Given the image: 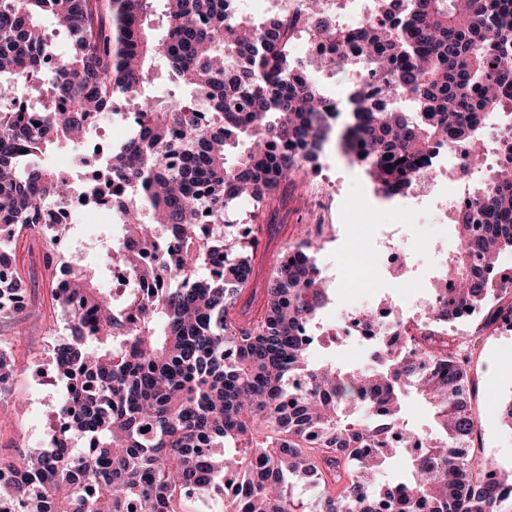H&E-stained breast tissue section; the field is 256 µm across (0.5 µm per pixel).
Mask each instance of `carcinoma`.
Segmentation results:
<instances>
[{"label": "carcinoma", "instance_id": "cac0c4a2", "mask_svg": "<svg viewBox=\"0 0 512 512\" xmlns=\"http://www.w3.org/2000/svg\"><path fill=\"white\" fill-rule=\"evenodd\" d=\"M374 11L341 26L325 0L263 18L230 0H0V225L38 237L51 281L68 270L53 300L69 338L51 365L73 386L55 413L66 434L0 459V512H197L215 492L222 512H500L512 498V483L485 479L492 460L465 452L477 434L468 365L445 339L461 307L484 329L512 322V276L494 262L512 252V130L463 192L453 288L435 289L428 335L389 337L370 367L309 362L301 329L330 301L311 241L289 247L298 257L283 256L260 292L258 239L225 220L241 199L258 218L333 138L387 198L435 174L449 145L482 164L479 123L512 115V0H376ZM305 33L336 57L297 56ZM50 35L67 49L43 53ZM349 47L372 79L353 76V123L337 132L341 112L311 73L343 68ZM158 83L168 98L153 95ZM34 90L41 112L22 109ZM130 98V137L103 166L84 158L102 167L94 196L118 209L128 239L100 245L103 266L140 281L114 295L44 223L70 186L41 157ZM13 244L0 239V315H34ZM13 370L0 342L1 404ZM409 394L432 428L404 419ZM393 462L401 478L379 482ZM306 488L318 490L312 507Z\"/></svg>", "mask_w": 512, "mask_h": 512}]
</instances>
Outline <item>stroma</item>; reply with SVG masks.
I'll return each instance as SVG.
<instances>
[{"mask_svg":"<svg viewBox=\"0 0 512 512\" xmlns=\"http://www.w3.org/2000/svg\"><path fill=\"white\" fill-rule=\"evenodd\" d=\"M324 180L338 188L334 203L327 210L314 202V193ZM261 220L278 227L275 233L259 236L256 279L261 283L289 246L306 238L308 233L318 232L315 257L331 298L320 316L326 325L335 322L337 312L350 298L340 269L344 252L353 241L354 225L378 224L386 228L403 225L409 250L419 256L413 272L398 274L378 263L370 266L368 278L376 299L398 300L418 290L423 282L421 270L437 263L444 253L456 247L455 231L434 224L427 212L405 207L402 197L382 198L362 168L329 149L320 157L318 170H299L291 183L281 187L265 207ZM14 251L28 296L41 306L35 318L23 314L0 317V341L12 347L15 358L12 400L0 405V457L16 460L23 449L39 446L64 396L66 383L56 377L49 349L54 340L66 337L67 331L61 310L51 301V282L44 273L36 237L28 234L20 238ZM502 351H512V335L482 336L475 344L469 376L479 434L469 452L490 457L502 468L512 470V430L501 417L504 404L512 400V385L499 387L492 382L495 375L507 368L498 358Z\"/></svg>","mask_w":512,"mask_h":512,"instance_id":"1","label":"stroma"}]
</instances>
